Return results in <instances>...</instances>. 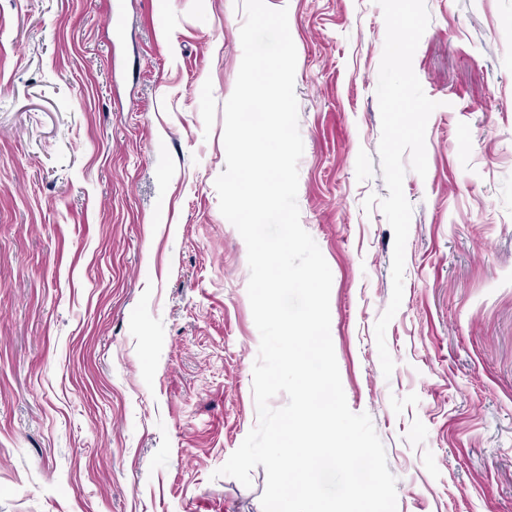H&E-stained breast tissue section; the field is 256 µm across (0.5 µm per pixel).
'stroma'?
<instances>
[{"label":"stroma","instance_id":"35a3bbf8","mask_svg":"<svg viewBox=\"0 0 512 512\" xmlns=\"http://www.w3.org/2000/svg\"><path fill=\"white\" fill-rule=\"evenodd\" d=\"M266 2L297 50V203L343 389L397 512H512V0H425L438 106L388 378L394 234L362 206L388 194L383 12ZM243 21L241 0H0V512H262L264 467L216 474L257 423L247 247L214 185Z\"/></svg>","mask_w":512,"mask_h":512}]
</instances>
